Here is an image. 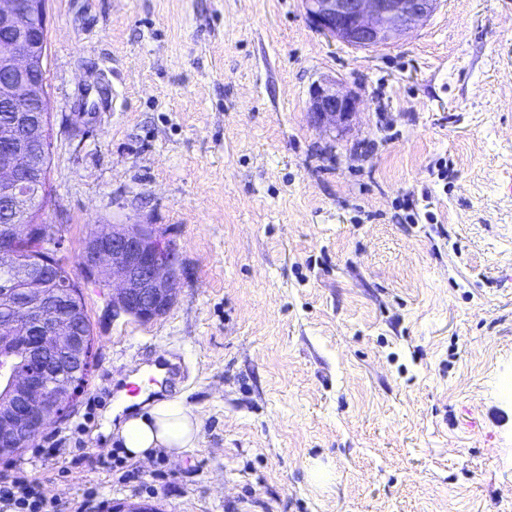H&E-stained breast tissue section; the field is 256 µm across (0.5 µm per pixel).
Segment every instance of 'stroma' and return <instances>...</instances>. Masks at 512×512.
<instances>
[{"label": "stroma", "mask_w": 512, "mask_h": 512, "mask_svg": "<svg viewBox=\"0 0 512 512\" xmlns=\"http://www.w3.org/2000/svg\"><path fill=\"white\" fill-rule=\"evenodd\" d=\"M46 7L39 219L93 368L0 475L60 512H512V0H441L378 50L329 40L301 0ZM324 78L361 100L341 136L307 113ZM116 224L177 248L158 319L81 268ZM157 351L182 356L198 433L133 458L101 428Z\"/></svg>", "instance_id": "obj_1"}]
</instances>
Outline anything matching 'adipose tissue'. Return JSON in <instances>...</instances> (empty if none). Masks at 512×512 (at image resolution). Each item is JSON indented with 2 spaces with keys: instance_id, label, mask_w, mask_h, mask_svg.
<instances>
[{
  "instance_id": "1",
  "label": "adipose tissue",
  "mask_w": 512,
  "mask_h": 512,
  "mask_svg": "<svg viewBox=\"0 0 512 512\" xmlns=\"http://www.w3.org/2000/svg\"><path fill=\"white\" fill-rule=\"evenodd\" d=\"M197 423L192 412L176 400H163L147 411L127 418L118 435L128 454L145 457L154 448L167 449L172 454L192 447Z\"/></svg>"
}]
</instances>
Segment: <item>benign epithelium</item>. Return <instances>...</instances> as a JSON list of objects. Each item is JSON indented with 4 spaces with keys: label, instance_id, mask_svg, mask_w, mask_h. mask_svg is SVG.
Masks as SVG:
<instances>
[{
    "label": "benign epithelium",
    "instance_id": "obj_1",
    "mask_svg": "<svg viewBox=\"0 0 512 512\" xmlns=\"http://www.w3.org/2000/svg\"><path fill=\"white\" fill-rule=\"evenodd\" d=\"M45 0H0V30L10 45L0 58V101L14 113L0 133V199L9 202L0 222L34 223L33 202L41 191L44 159L20 164L21 156L45 134ZM311 24L334 41L356 49L397 45L423 25L440 0H301ZM359 98L325 79L309 93L311 122L332 132L349 129ZM84 269L108 270L118 288L112 306L142 321L164 315L174 303L180 264L175 246L150 224H114L92 236L84 250ZM0 264L29 268L51 264L41 251L0 235ZM7 315L0 318L5 340L23 353V363L0 353V461L10 462L52 423L62 421L80 392L78 377L88 369L92 339L80 291L43 288L19 279L0 290Z\"/></svg>",
    "mask_w": 512,
    "mask_h": 512
}]
</instances>
